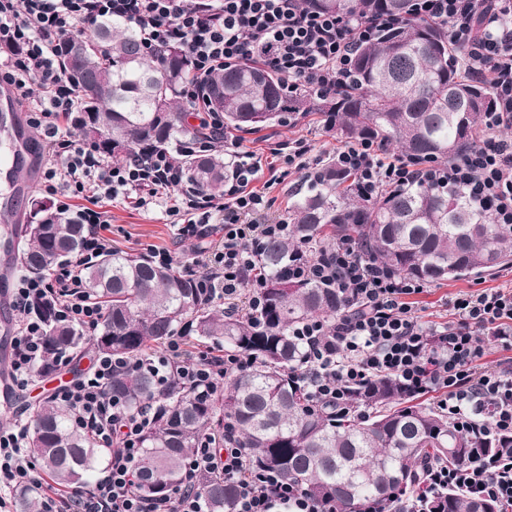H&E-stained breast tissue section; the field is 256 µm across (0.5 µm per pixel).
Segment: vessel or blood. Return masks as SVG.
I'll list each match as a JSON object with an SVG mask.
<instances>
[{"mask_svg":"<svg viewBox=\"0 0 512 512\" xmlns=\"http://www.w3.org/2000/svg\"><path fill=\"white\" fill-rule=\"evenodd\" d=\"M28 114L13 85L0 83V218L24 222L25 201L37 180Z\"/></svg>","mask_w":512,"mask_h":512,"instance_id":"obj_1","label":"vessel or blood"}]
</instances>
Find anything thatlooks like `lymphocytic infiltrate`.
<instances>
[{"instance_id":"obj_1","label":"lymphocytic infiltrate","mask_w":512,"mask_h":512,"mask_svg":"<svg viewBox=\"0 0 512 512\" xmlns=\"http://www.w3.org/2000/svg\"><path fill=\"white\" fill-rule=\"evenodd\" d=\"M414 7L417 17L449 24L466 74L490 81L495 109L483 119L486 137L450 162L389 159L368 139L337 148L332 161L338 172L353 176L354 190L364 201L390 187L452 189L492 223L512 225V140L497 135L512 127V0H414ZM106 18L137 29L153 54L181 46L200 77L246 58L269 62L291 94L336 92L354 77L357 45L372 40L378 29L399 24L393 16L343 18L303 7L301 0H0V78L20 93H27L32 83L43 93L44 106L31 123L45 135L44 190L54 195L63 188L90 200L77 213L87 232L75 259L46 276L22 278L13 290L18 332L12 341L11 375L21 388L37 376L44 346V327L30 309L34 298H53L60 319L80 327L97 326L102 317L82 276L84 268L112 249L106 234L109 216L98 209L100 199L140 207L164 200L170 215L184 218L177 228L180 237L204 239L221 232V251L202 262L196 277L200 297L209 304L245 288L250 308L258 309L264 281L254 274L256 261L269 240L291 232L283 221L242 223V216L269 205L250 187L263 170L262 161L242 150L239 137L226 135L222 113L209 108L196 85L184 87L185 105L223 142L234 162L222 197L188 192L186 173L171 153L135 152L118 162L69 139L66 126L78 121L81 98L58 65V51L68 38ZM216 212L224 215L218 226L210 222ZM285 273L337 288L353 308L333 323L313 318L293 331L307 349L297 377L313 405H349L353 389L391 377L406 392L436 394L438 410L462 430L512 434V364L482 366L485 347L480 341L486 334L512 351L511 288L452 298L454 320L430 324L409 303L410 296L423 293L424 281L364 257L348 239H337L316 253L299 248ZM141 365L160 379L173 378L199 393L215 394L249 360L210 349L192 351L186 337L176 336ZM122 367L111 356H97L88 372L54 393L56 402L73 411L76 425L110 455L91 489L67 500L41 496V512H208L195 490L201 475L237 485L234 512H273L278 506L288 512H336L331 501L253 465L248 449L214 438L200 443L184 477L168 493L147 497L135 491L130 475L153 414L148 409L133 414L113 403L108 387ZM26 438L25 430L0 429V512H6L18 489L37 484ZM444 488L464 490L512 512V454L455 468L430 463L413 489L369 503L364 512H425L428 500Z\"/></svg>"}]
</instances>
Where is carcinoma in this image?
<instances>
[{"mask_svg": "<svg viewBox=\"0 0 512 512\" xmlns=\"http://www.w3.org/2000/svg\"><path fill=\"white\" fill-rule=\"evenodd\" d=\"M413 0H302L350 18L378 14L401 19L357 47L351 84L329 95H290L277 72L260 60L235 63L199 81L208 103L224 113V129L258 131L285 115L319 116L347 141L369 138L396 147L416 161H453L481 135L484 113L493 111L490 83L469 79L457 63L448 28L417 18ZM63 72L81 92L77 127L111 158L131 151L171 150L189 180L210 195L224 192L233 166L220 151L191 150L209 131L188 122L181 96L195 81L184 50L160 56L141 44L135 28L104 19L68 40L58 56ZM292 235L268 242L257 270L266 283L258 320L250 313L202 303L193 281L173 267L114 251L84 270L91 294L103 307L93 347L115 358L138 360L187 331L226 353H241L251 367L224 383L218 395H196L173 380L158 384L144 369L112 376L109 394L131 412L151 406L156 422L142 435V454L131 481L144 495L167 491L182 476L188 457L207 435H224L250 451L253 463L278 472L309 493L336 503L337 512H362L409 483L430 461L450 467L478 457L512 453V436L474 435L409 395L391 377L353 392L363 410L314 407L295 380L305 346L292 329L310 317L328 320L344 307L338 291L290 280L283 267L295 247L321 249L348 238L363 253L396 273L434 282L512 267V227L493 224L460 194L425 187L387 189L373 202L359 199L353 183L327 163L321 180L291 204ZM85 226L70 213L42 203L22 227L17 267L41 277L75 255ZM32 312L44 327L37 370L49 375L61 358L81 354L84 336L62 322L53 303L36 298ZM28 450L59 488L87 486L105 455L73 422L70 409L44 398L27 426ZM199 490L209 512H233L234 483L204 476ZM433 512H499L487 502L448 490Z\"/></svg>", "mask_w": 512, "mask_h": 512, "instance_id": "obj_1", "label": "carcinoma"}]
</instances>
